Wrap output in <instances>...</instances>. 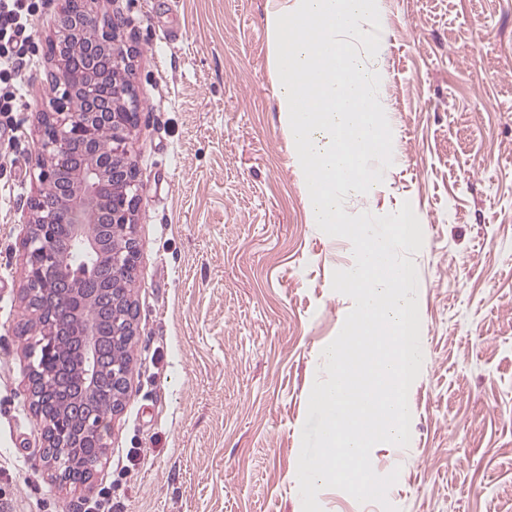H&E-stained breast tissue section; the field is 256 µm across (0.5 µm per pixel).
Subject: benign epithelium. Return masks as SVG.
Segmentation results:
<instances>
[{
    "instance_id": "obj_1",
    "label": "benign epithelium",
    "mask_w": 512,
    "mask_h": 512,
    "mask_svg": "<svg viewBox=\"0 0 512 512\" xmlns=\"http://www.w3.org/2000/svg\"><path fill=\"white\" fill-rule=\"evenodd\" d=\"M63 23L53 31L52 40L65 47L75 40L84 43L82 56L71 57L67 52L47 57L48 73L55 84L48 108L42 113V129L37 139L39 188L30 201L28 229L23 239L24 256L28 265L42 270L54 267L51 249L60 231H65L71 244L92 258L100 240L114 242L112 265L107 278L112 281V306L119 311L121 324H113L112 335H136L137 313L128 297L125 282L127 272L138 258L133 237L142 187L131 156L130 140L139 121V98L127 80L130 53L120 39V24L108 17L104 0H63ZM86 104L84 111H70L76 94ZM109 147L102 149L103 140ZM112 178V196L99 194V181ZM54 305L49 320L41 321L44 308L36 303V291L24 288L27 309L41 330L42 349L54 350L57 345L56 326L69 321L75 307L88 304L97 289L87 283L70 280L54 288ZM82 356V363L62 370L58 378L83 394L97 391L101 371L100 331L88 326L73 336ZM28 393L31 408L41 407V400L51 402L49 393H40L38 369L28 368ZM128 372L122 369L112 374V392L102 395V401L112 406V412L122 409L128 393ZM94 414L83 411L75 400L60 411L45 439L47 465L56 479L67 484L63 471L52 453L70 447L72 435L90 438L103 448L102 424L93 421Z\"/></svg>"
}]
</instances>
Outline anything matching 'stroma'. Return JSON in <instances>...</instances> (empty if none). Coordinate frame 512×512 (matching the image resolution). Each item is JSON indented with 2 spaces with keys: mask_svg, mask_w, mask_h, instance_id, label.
Returning <instances> with one entry per match:
<instances>
[{
  "mask_svg": "<svg viewBox=\"0 0 512 512\" xmlns=\"http://www.w3.org/2000/svg\"><path fill=\"white\" fill-rule=\"evenodd\" d=\"M270 0H108L140 99L132 156L143 187L130 297V388L108 415L102 464L64 485L43 458L17 326L22 240L49 101L46 43L61 0H42L0 167V512H302L297 465L323 349L354 303L332 288L351 244L311 224L278 110ZM379 89L396 165L349 215L410 202L423 230L421 371L397 512H512V0H379ZM175 42H168V34Z\"/></svg>",
  "mask_w": 512,
  "mask_h": 512,
  "instance_id": "35a3bbf8",
  "label": "stroma"
}]
</instances>
